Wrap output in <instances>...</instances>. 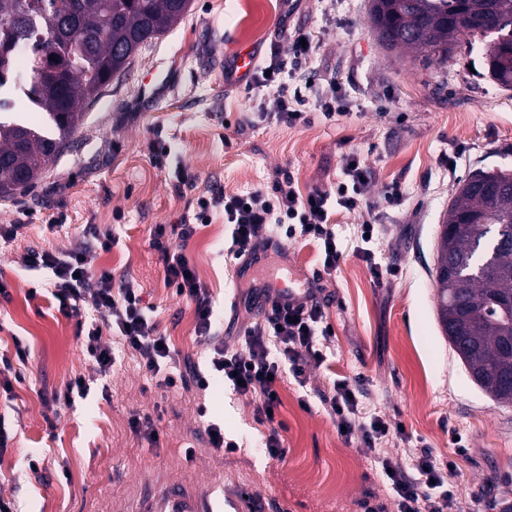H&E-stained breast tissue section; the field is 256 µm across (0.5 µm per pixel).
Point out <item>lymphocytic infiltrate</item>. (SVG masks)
Masks as SVG:
<instances>
[{"label":"lymphocytic infiltrate","mask_w":512,"mask_h":512,"mask_svg":"<svg viewBox=\"0 0 512 512\" xmlns=\"http://www.w3.org/2000/svg\"><path fill=\"white\" fill-rule=\"evenodd\" d=\"M279 35L287 39L290 57L271 59L264 68V77L257 79V86L266 90L257 105V117L262 121L275 119L291 126H307L313 121L311 112L305 108L309 85L297 83L287 87L280 83L279 76L289 62L307 58L313 47L303 44V31L283 28ZM370 182L369 168L353 153L346 159L334 192L314 189L299 194L292 177L287 175L268 194L256 191L227 196L219 192L198 198L192 214L185 216L182 223L156 227L152 245L162 254L164 281L177 295L193 302L196 328L202 336L210 335L214 327L212 301L181 244L192 238L199 226L209 223L212 213L223 212L224 221L230 226L228 251L242 267L256 263L260 254L275 247L283 236L318 249L323 273L313 277L309 292L288 302L272 298L269 286L250 288V300L268 304L264 320L245 330L239 348L214 347L210 372L192 375L195 391H207L212 378L218 375L239 396L259 398L255 415L259 423L270 426L263 442L269 457L280 459L286 453L274 425L273 413L280 404L276 381L288 373L298 384H305L308 362L320 364L325 360L320 339L333 334L317 301L323 290V275L332 274L343 256L329 217L335 209H362ZM172 234L177 237L173 243L168 240ZM24 264L32 270L51 272L45 287L29 289V298L51 296L58 312L65 315L76 309L80 301L91 300L100 319L90 326L78 327L77 335L100 375L111 372L118 355L129 353L138 356L141 367L159 387H173L182 378L168 338L153 322L152 307L145 304L143 292L135 282L127 279L113 285L111 271L88 268L81 249L32 252L27 254ZM106 331L116 337V346L102 344L101 337ZM351 392L347 380H335L331 395L323 399L325 408L340 426L342 437L359 439L371 450L397 512H462L453 490L458 475L455 464L436 460L423 447L409 449L407 464L394 461L381 447L383 439L392 433L390 423L379 415L367 414L361 399L352 397Z\"/></svg>","instance_id":"lymphocytic-infiltrate-1"}]
</instances>
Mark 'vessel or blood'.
<instances>
[{
	"instance_id": "1",
	"label": "vessel or blood",
	"mask_w": 512,
	"mask_h": 512,
	"mask_svg": "<svg viewBox=\"0 0 512 512\" xmlns=\"http://www.w3.org/2000/svg\"><path fill=\"white\" fill-rule=\"evenodd\" d=\"M242 491L227 490L223 478L208 481L155 478L139 489L136 512H244Z\"/></svg>"
}]
</instances>
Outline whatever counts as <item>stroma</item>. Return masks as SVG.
I'll return each instance as SVG.
<instances>
[{
	"label": "stroma",
	"instance_id": "stroma-1",
	"mask_svg": "<svg viewBox=\"0 0 512 512\" xmlns=\"http://www.w3.org/2000/svg\"><path fill=\"white\" fill-rule=\"evenodd\" d=\"M368 9V0H191L187 14L143 45L86 107L62 155L32 186L0 198V225L23 227L15 240L0 241V278L10 292L0 297V350L17 337L31 348L24 378L13 385L11 439L0 452V497L16 512H131L141 479H181L189 457L195 476L224 473L268 512H363L368 504L397 512L369 450L345 441L321 402L336 378L360 392L367 413L401 426L433 457L454 461L465 507L492 494L501 512H512V407L469 378L438 322L432 279L439 225L458 184L479 171L512 169V90L492 84L465 34L442 69L386 51ZM284 23L312 35L315 49L300 74L313 95H344L347 117H318L307 127L259 122L247 79H226L240 49L253 51L255 77L272 55H287L277 35ZM157 140L172 144L171 165H153ZM353 152L373 184L363 210L332 218L344 255L318 300L334 334L323 343L326 362L309 366L306 386L289 376L279 384L283 459L261 446L268 428L255 419V400L236 395L222 378L204 395L162 390L129 355L105 384L94 383L76 336L78 324L94 316L91 304L65 315L48 299L28 298L42 275L26 270L23 256L86 247L92 268L139 284L183 372L207 369L215 345L236 346L257 321L242 305L248 289L287 286L289 267L314 276L316 250L285 238L279 253L243 274L224 250V216L214 215L184 246L213 301L218 333L205 337L195 330L192 301L164 283L151 245L155 226L179 223L189 204L217 189H268L285 170L300 193L332 189ZM448 155L457 159L455 170L444 162ZM179 166L191 187L177 188ZM394 183L403 197L393 204L384 192ZM58 214L64 225L49 227ZM370 216L377 226L367 245L387 270L379 281L360 253ZM109 229L118 245L94 249L92 231ZM78 376L92 379L88 396L70 407L55 403L53 394ZM135 416L149 417L156 440L134 432ZM211 421L223 424L238 450L213 449ZM33 456L43 461L36 473L27 465Z\"/></svg>",
	"mask_w": 512,
	"mask_h": 512
}]
</instances>
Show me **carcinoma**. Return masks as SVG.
Here are the masks:
<instances>
[{
	"mask_svg": "<svg viewBox=\"0 0 512 512\" xmlns=\"http://www.w3.org/2000/svg\"><path fill=\"white\" fill-rule=\"evenodd\" d=\"M189 8L190 0H0V198L38 179L82 125V104ZM369 16L374 29L387 24L389 50L410 53L427 68L448 63L459 33L482 37L490 77L512 89V0H370ZM70 41L86 47L79 67L61 53L50 59L53 47ZM20 47L32 57L29 79L12 71ZM16 91L45 112L54 133L12 117ZM450 254L463 289L450 297L448 281L435 279L444 336L475 384L512 405V389L489 373L496 367L512 375V355L502 352L508 329L495 309V301L512 299V275L480 269L487 256L512 270V171H480L458 186L440 225L436 268L447 267Z\"/></svg>",
	"mask_w": 512,
	"mask_h": 512,
	"instance_id": "carcinoma-1",
	"label": "carcinoma"
}]
</instances>
